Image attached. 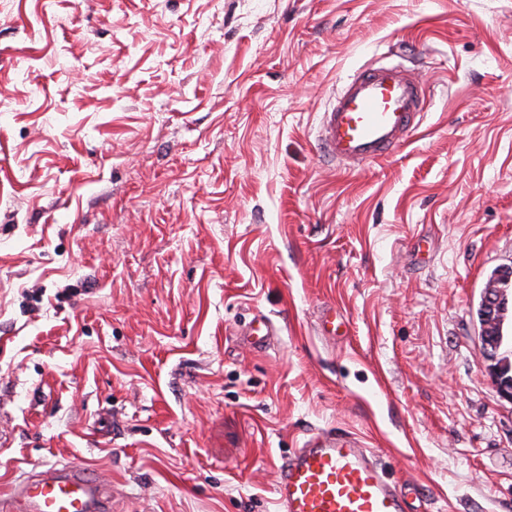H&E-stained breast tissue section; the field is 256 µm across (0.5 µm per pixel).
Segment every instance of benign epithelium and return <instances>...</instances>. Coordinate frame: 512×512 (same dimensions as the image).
Wrapping results in <instances>:
<instances>
[{
	"instance_id": "1",
	"label": "benign epithelium",
	"mask_w": 512,
	"mask_h": 512,
	"mask_svg": "<svg viewBox=\"0 0 512 512\" xmlns=\"http://www.w3.org/2000/svg\"><path fill=\"white\" fill-rule=\"evenodd\" d=\"M512 283V268L499 270L492 276L483 289L480 314L484 328L494 331L481 337L484 359L487 369L500 397L512 402V376L507 374L508 362L499 360L502 346L504 315L507 311V285Z\"/></svg>"
}]
</instances>
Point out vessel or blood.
I'll list each match as a JSON object with an SVG mask.
<instances>
[{"label": "vessel or blood", "instance_id": "vessel-or-blood-1", "mask_svg": "<svg viewBox=\"0 0 512 512\" xmlns=\"http://www.w3.org/2000/svg\"><path fill=\"white\" fill-rule=\"evenodd\" d=\"M426 86L400 64L366 65L348 76L321 115L322 155L355 170L392 157L424 119ZM345 319L327 307L321 335L335 336ZM244 344L266 349L276 328L258 313L239 331ZM410 482L390 480L374 454L342 428L313 433L281 465L274 493L278 512H409ZM0 512H112L108 486L81 467L52 466L14 486Z\"/></svg>", "mask_w": 512, "mask_h": 512}]
</instances>
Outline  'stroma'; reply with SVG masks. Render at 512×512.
<instances>
[{"instance_id":"1","label":"stroma","mask_w":512,"mask_h":512,"mask_svg":"<svg viewBox=\"0 0 512 512\" xmlns=\"http://www.w3.org/2000/svg\"><path fill=\"white\" fill-rule=\"evenodd\" d=\"M378 61L426 117L327 165L320 115ZM507 267L512 0H0V497L73 463L112 512H276L340 427L410 512H512L477 315ZM343 314L336 310V306H328L318 318V329L321 336H338L340 328L345 326ZM275 334L276 328L273 321L263 313L255 314L238 330V336H242L244 344L255 350L266 349Z\"/></svg>"}]
</instances>
